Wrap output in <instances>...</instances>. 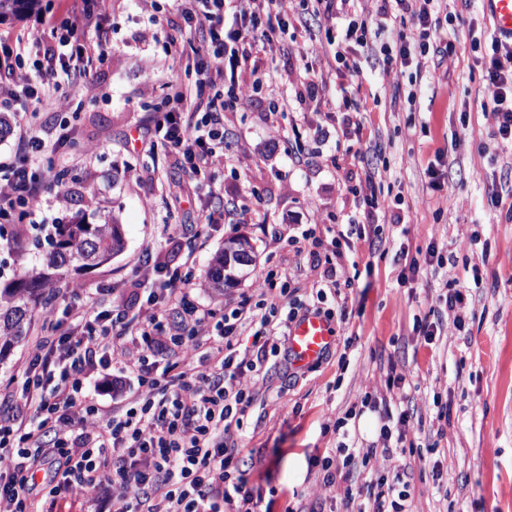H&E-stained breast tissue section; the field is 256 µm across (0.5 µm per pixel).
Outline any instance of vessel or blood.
Instances as JSON below:
<instances>
[{"instance_id": "b4317fda", "label": "vessel or blood", "mask_w": 512, "mask_h": 512, "mask_svg": "<svg viewBox=\"0 0 512 512\" xmlns=\"http://www.w3.org/2000/svg\"><path fill=\"white\" fill-rule=\"evenodd\" d=\"M495 36L512 42V0H484ZM336 343V328L324 315L309 312L299 316L288 329V352L296 366L320 361Z\"/></svg>"}]
</instances>
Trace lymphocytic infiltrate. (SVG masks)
Returning <instances> with one entry per match:
<instances>
[{
	"label": "lymphocytic infiltrate",
	"instance_id": "obj_1",
	"mask_svg": "<svg viewBox=\"0 0 512 512\" xmlns=\"http://www.w3.org/2000/svg\"><path fill=\"white\" fill-rule=\"evenodd\" d=\"M182 31L196 41L197 86L167 84L168 108L149 117L152 146L180 156L193 179L224 162V113L245 98L239 68L261 45L259 28L288 23V0H176ZM442 0H380L383 27L397 28L400 66L412 48L429 55L431 15ZM104 53L86 42L77 20L47 19L42 32L0 35V100L27 112L0 182V218L42 208L37 170L54 151L39 136L30 103L53 100L62 84L88 76ZM483 79L497 130L512 140V46L492 39ZM221 93L199 105L200 87ZM257 296L240 295L231 312L192 303L198 279L180 267L141 264L143 301L75 290L64 309L42 311L43 335L15 390L0 392V512H53L57 499L110 484L114 512H257L263 496L251 484L242 449L230 440L253 402L247 386L277 354L298 308L282 311L288 293L273 274ZM251 331V348L239 337ZM165 355V363L155 355ZM380 456L387 463L366 489V504L345 488L344 512H408V484L397 456L408 413L382 403ZM52 469L46 485L36 475Z\"/></svg>",
	"mask_w": 512,
	"mask_h": 512
}]
</instances>
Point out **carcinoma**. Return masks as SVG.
<instances>
[{
	"label": "carcinoma",
	"mask_w": 512,
	"mask_h": 512,
	"mask_svg": "<svg viewBox=\"0 0 512 512\" xmlns=\"http://www.w3.org/2000/svg\"><path fill=\"white\" fill-rule=\"evenodd\" d=\"M40 0H0V17L21 9H33ZM124 249L122 227L118 217L112 222L90 224L78 218L69 224L55 225L51 250L43 254L40 269L22 271L0 288V360L11 347L26 339L39 305L48 303V291L54 279L69 271L99 266L96 257L112 258ZM252 247L245 239L229 241L215 259L209 280L221 289L236 282L239 271L252 261Z\"/></svg>",
	"instance_id": "1"
}]
</instances>
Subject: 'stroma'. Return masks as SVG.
Wrapping results in <instances>:
<instances>
[{
	"instance_id": "1",
	"label": "stroma",
	"mask_w": 512,
	"mask_h": 512,
	"mask_svg": "<svg viewBox=\"0 0 512 512\" xmlns=\"http://www.w3.org/2000/svg\"><path fill=\"white\" fill-rule=\"evenodd\" d=\"M64 0H41L39 8L0 18V34L33 33L39 20H66ZM448 24L441 40L453 53L440 64L406 68L372 63L354 47L317 97L297 98L306 66L326 68L334 40L346 20L313 22L304 32L297 20L307 12L295 0L294 18L277 31L273 54L257 64L292 102L269 114L264 87L250 101L225 113L235 136L213 179L224 197L250 210L249 224H220L197 235V206L172 198L187 187L180 160L143 142L145 120L164 107L167 76L185 71L182 50L191 48L177 29L174 0H112L101 27L105 55L93 75L60 91L61 111L43 106L39 121L54 134L67 121L70 143L47 155L43 201L56 223L104 222L116 213L123 252L104 265L68 272L54 284L57 299L71 289L123 290L141 260L176 266L190 254L196 274H206L233 237L246 236L254 261L237 283L216 292L201 288L194 300L232 308L240 293L262 287L267 273L287 274L298 299H322L334 312L337 340L323 360L305 370L269 357L255 385V400L233 436L251 458V483L263 489L258 512H341L329 497L315 458L352 448L356 456L345 486L371 478L362 458L378 441L377 412L364 410L347 432L333 431L338 417L371 393L408 408L407 446L402 455L410 484L411 512H512V145L501 142L486 97L482 63L472 42L494 35L482 0H447ZM360 111L363 136L351 133L347 112ZM379 155L382 180L400 202L403 225L363 228L354 247L333 249L335 232L362 218L357 193L366 161ZM444 177L441 191L428 187V167ZM37 217L0 222V284L14 270L35 265L41 251L17 253L18 230L34 237ZM309 231L303 246L291 236ZM173 233L180 252L166 248ZM436 246L453 264L428 268L410 285L397 282L394 256ZM330 256L339 285L326 287L322 268L309 251ZM463 302L445 314L447 282ZM442 313L432 342L414 328L430 310ZM465 327L457 329L454 316ZM404 374V388H388L390 373Z\"/></svg>"
}]
</instances>
